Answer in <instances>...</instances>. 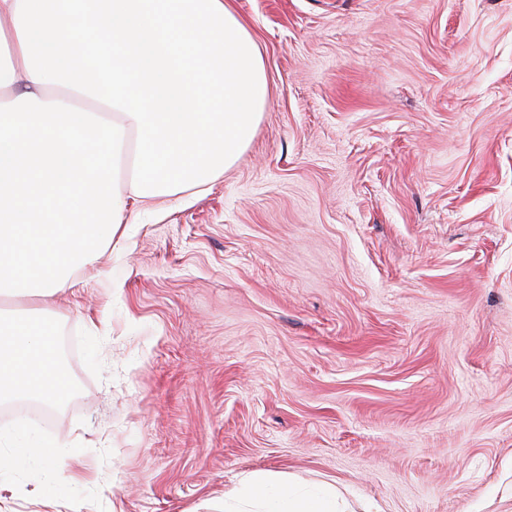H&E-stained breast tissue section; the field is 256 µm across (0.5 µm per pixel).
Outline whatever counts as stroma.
Returning <instances> with one entry per match:
<instances>
[{
  "label": "stroma",
  "instance_id": "35a3bbf8",
  "mask_svg": "<svg viewBox=\"0 0 512 512\" xmlns=\"http://www.w3.org/2000/svg\"><path fill=\"white\" fill-rule=\"evenodd\" d=\"M270 102L205 187L129 199L53 300L73 482L0 512H512V0H231ZM225 512H347L334 492L307 493L265 474L243 477L224 492Z\"/></svg>",
  "mask_w": 512,
  "mask_h": 512
}]
</instances>
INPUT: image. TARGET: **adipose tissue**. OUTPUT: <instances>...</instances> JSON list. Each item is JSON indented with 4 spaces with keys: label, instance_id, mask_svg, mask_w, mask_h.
I'll list each match as a JSON object with an SVG mask.
<instances>
[{
    "label": "adipose tissue",
    "instance_id": "ef3b65f1",
    "mask_svg": "<svg viewBox=\"0 0 512 512\" xmlns=\"http://www.w3.org/2000/svg\"><path fill=\"white\" fill-rule=\"evenodd\" d=\"M269 93L227 0H0V299L29 303L0 311V401L62 399L70 381L44 331L54 296L124 223L128 196L170 197L232 166ZM67 459L24 442L0 449V473L41 460L63 482ZM224 512L345 505L250 474Z\"/></svg>",
    "mask_w": 512,
    "mask_h": 512
}]
</instances>
